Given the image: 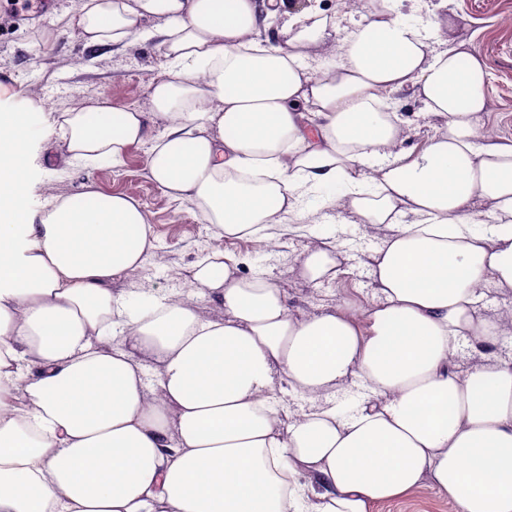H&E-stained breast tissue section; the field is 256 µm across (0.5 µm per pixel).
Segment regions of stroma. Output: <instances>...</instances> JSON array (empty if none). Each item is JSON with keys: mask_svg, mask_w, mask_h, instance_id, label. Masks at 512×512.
Returning <instances> with one entry per match:
<instances>
[{"mask_svg": "<svg viewBox=\"0 0 512 512\" xmlns=\"http://www.w3.org/2000/svg\"><path fill=\"white\" fill-rule=\"evenodd\" d=\"M82 3L58 0L51 13L19 25L8 8L0 7V77L9 78L14 92L13 97L0 99V105L21 108L33 103L30 120L39 131L29 180L20 192L22 203L39 213L48 195L68 197L87 190L134 200L153 228L155 245L142 269L113 287L134 299L185 295L191 265L213 252L226 251L243 259V273H261L281 288L296 316L333 310L342 300L358 309L376 303L366 257L381 246L383 235L354 223L344 199L305 196V231L279 233L280 249L269 255L248 239L221 236L190 203L159 190L146 167L150 143L131 147L118 168L104 161L68 163L56 124L62 112L99 97L117 107L149 111L151 90L170 69L158 42L149 37L134 38L120 49L86 48L66 25L67 16ZM402 7L418 17L436 14L453 20L455 37L469 43L485 63L492 107L480 113V123L494 128L498 138L512 140V28L501 23L504 15L512 14V0H403ZM397 114L404 122L406 146L421 147L442 130L420 101L405 99ZM319 237L337 244L341 265L336 278L313 285L297 274L296 266L306 247ZM373 512H453V504L425 485L376 505Z\"/></svg>", "mask_w": 512, "mask_h": 512, "instance_id": "stroma-1", "label": "stroma"}]
</instances>
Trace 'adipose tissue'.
<instances>
[{
  "label": "adipose tissue",
  "instance_id": "1",
  "mask_svg": "<svg viewBox=\"0 0 512 512\" xmlns=\"http://www.w3.org/2000/svg\"><path fill=\"white\" fill-rule=\"evenodd\" d=\"M363 11L343 27L287 0H84L68 25L87 46L155 19L171 72L150 111L100 98L60 120L72 162L118 166L153 140L150 178L224 236L266 241L308 193L344 198L383 233L365 310L295 317L228 252L186 277L222 320L114 294L154 248L138 204L87 191L28 211L37 132L0 108V512H372L425 484L455 512H512V359L502 318L479 308L486 284L512 289V141L479 138L485 64L452 22L398 0ZM334 42L314 75L311 50ZM405 90L443 126L419 149L381 110ZM340 257L323 240L298 265L317 284ZM464 350L481 362L461 373ZM281 381L313 401L288 425Z\"/></svg>",
  "mask_w": 512,
  "mask_h": 512
}]
</instances>
